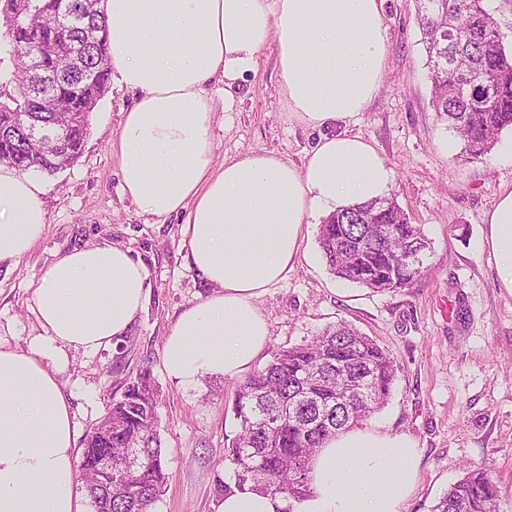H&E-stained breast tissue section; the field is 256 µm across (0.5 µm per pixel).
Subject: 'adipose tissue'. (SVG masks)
<instances>
[{
  "mask_svg": "<svg viewBox=\"0 0 512 512\" xmlns=\"http://www.w3.org/2000/svg\"><path fill=\"white\" fill-rule=\"evenodd\" d=\"M384 0H107L112 82L132 94L117 131L123 193L142 214L184 215L188 257L211 291L166 335L162 369L189 386L248 373L271 340L261 297L284 281L318 213L385 197L392 171L367 138L337 131L365 111L386 62ZM276 50L288 107L322 135L302 166L273 154L216 159L217 107ZM44 180L0 164V262H19L47 222ZM501 288L512 294V183L484 217ZM146 267L128 249L77 248L42 269L28 351L0 346V512H85L75 490V426L57 379L65 349L125 336L142 311ZM413 438L377 426L340 431L310 463L295 512H401L419 479ZM232 491L216 512H284Z\"/></svg>",
  "mask_w": 512,
  "mask_h": 512,
  "instance_id": "obj_1",
  "label": "adipose tissue"
}]
</instances>
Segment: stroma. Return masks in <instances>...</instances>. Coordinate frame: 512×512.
I'll return each mask as SVG.
<instances>
[{
  "instance_id": "35a3bbf8",
  "label": "stroma",
  "mask_w": 512,
  "mask_h": 512,
  "mask_svg": "<svg viewBox=\"0 0 512 512\" xmlns=\"http://www.w3.org/2000/svg\"><path fill=\"white\" fill-rule=\"evenodd\" d=\"M383 27L380 92L347 129L372 141L392 169L391 196L432 242L427 270L394 292L338 279L322 257L318 225H309L294 269L259 301L271 341L255 366L329 325L353 324L397 366L391 397L370 423L412 437L422 450L418 486L403 512H430L469 465L489 469L499 512H512V294L500 288L484 247V216L499 185L512 182V163L503 159L512 129L483 160H466L460 139L430 107L414 0H385ZM131 101L130 93L107 89L79 158L47 179L42 236L20 263H0V345L24 351L42 335L31 283L44 267L87 245L130 249L149 275L144 309L119 343L65 350L57 378L81 439L127 383L150 371L169 476L153 512H216L218 486L231 476L225 448L239 431L236 382L211 375L185 387L161 369L165 336L210 287L188 261L181 218L143 215L122 191L116 132ZM214 135L219 159L271 153L302 165L318 133L290 112L273 49L240 80L233 111L217 110Z\"/></svg>"
}]
</instances>
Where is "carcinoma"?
<instances>
[{"mask_svg":"<svg viewBox=\"0 0 512 512\" xmlns=\"http://www.w3.org/2000/svg\"><path fill=\"white\" fill-rule=\"evenodd\" d=\"M484 0H416L417 24L427 56L431 106L463 141L466 159L478 161L512 128V51L498 27L487 24ZM101 0H0L5 28L0 57V163L19 172L53 174L79 157L89 127V96L102 98L109 83L108 23ZM43 41L56 52L32 77L14 56ZM473 77L490 85L459 92ZM20 110L40 123L67 125L71 152L56 154L53 141L38 142L11 124ZM318 244L337 278L374 292L395 291L424 272L430 242L421 225L393 197L338 209L323 219ZM396 368L375 340L341 322L311 340L273 356L236 387L233 414L239 432L225 449L231 488L301 501L311 493L309 463L336 433L367 419L391 394ZM156 389L149 371L128 383L99 424L83 440L78 479L91 505L103 512H150L167 480L156 420ZM112 426L108 440L97 432ZM134 448L142 462L124 483L103 489L99 459ZM288 476L277 489L268 476ZM499 486L483 468L464 476L438 499L431 512H498Z\"/></svg>","mask_w":512,"mask_h":512,"instance_id":"carcinoma-1","label":"carcinoma"}]
</instances>
